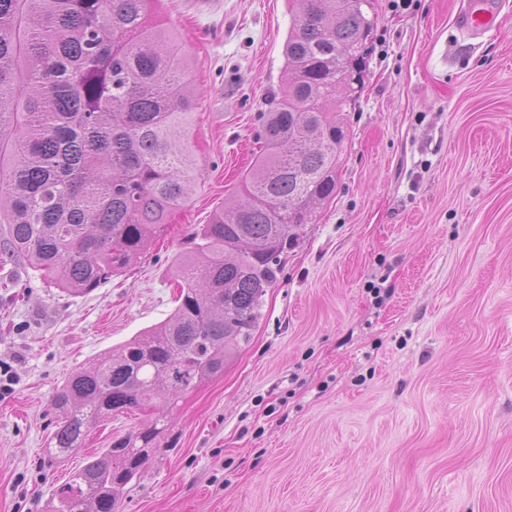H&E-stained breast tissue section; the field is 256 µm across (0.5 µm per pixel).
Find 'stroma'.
<instances>
[{"label": "stroma", "mask_w": 512, "mask_h": 512, "mask_svg": "<svg viewBox=\"0 0 512 512\" xmlns=\"http://www.w3.org/2000/svg\"><path fill=\"white\" fill-rule=\"evenodd\" d=\"M375 0L336 193L284 255L251 341L184 395L121 512H512V0L479 39L461 0ZM198 93L195 192L127 272L86 295L21 257L0 274V512H47L114 437L62 464L52 396L173 312L172 264L249 173L288 0H162Z\"/></svg>", "instance_id": "obj_1"}]
</instances>
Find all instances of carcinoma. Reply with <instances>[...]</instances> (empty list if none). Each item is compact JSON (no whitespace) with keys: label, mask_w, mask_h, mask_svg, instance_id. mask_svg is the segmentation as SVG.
Instances as JSON below:
<instances>
[{"label":"carcinoma","mask_w":512,"mask_h":512,"mask_svg":"<svg viewBox=\"0 0 512 512\" xmlns=\"http://www.w3.org/2000/svg\"><path fill=\"white\" fill-rule=\"evenodd\" d=\"M161 0H0V246L88 294L146 252L194 192L196 87ZM286 79L271 96L238 195L174 263L164 321L72 372L53 395L49 453L64 459L112 417L151 409L54 492L49 512H118L180 398L249 343L281 256L336 192L365 85L375 17L361 0H289Z\"/></svg>","instance_id":"1"}]
</instances>
